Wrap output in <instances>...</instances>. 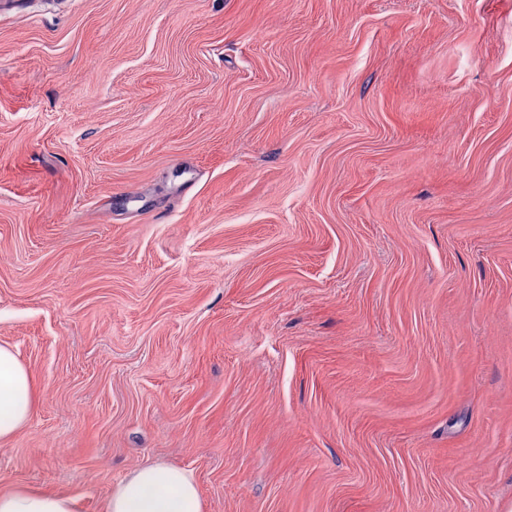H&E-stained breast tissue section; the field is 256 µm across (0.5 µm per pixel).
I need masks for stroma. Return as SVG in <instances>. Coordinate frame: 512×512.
Listing matches in <instances>:
<instances>
[{
  "label": "stroma",
  "instance_id": "35a3bbf8",
  "mask_svg": "<svg viewBox=\"0 0 512 512\" xmlns=\"http://www.w3.org/2000/svg\"><path fill=\"white\" fill-rule=\"evenodd\" d=\"M0 491L512 512V0H0ZM33 382L28 369L7 344H0V445L7 444L30 420ZM192 473L152 463L133 470L110 493L105 512H203Z\"/></svg>",
  "mask_w": 512,
  "mask_h": 512
}]
</instances>
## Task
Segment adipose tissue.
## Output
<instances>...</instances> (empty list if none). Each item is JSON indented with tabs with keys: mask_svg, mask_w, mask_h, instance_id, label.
<instances>
[{
	"mask_svg": "<svg viewBox=\"0 0 512 512\" xmlns=\"http://www.w3.org/2000/svg\"><path fill=\"white\" fill-rule=\"evenodd\" d=\"M34 409L33 382L13 349L0 344V445L7 444L29 421ZM0 512H77L65 494L17 488L0 492ZM105 512H204L192 473L152 463L133 470L110 493Z\"/></svg>",
	"mask_w": 512,
	"mask_h": 512,
	"instance_id": "ef3b65f1",
	"label": "adipose tissue"
}]
</instances>
